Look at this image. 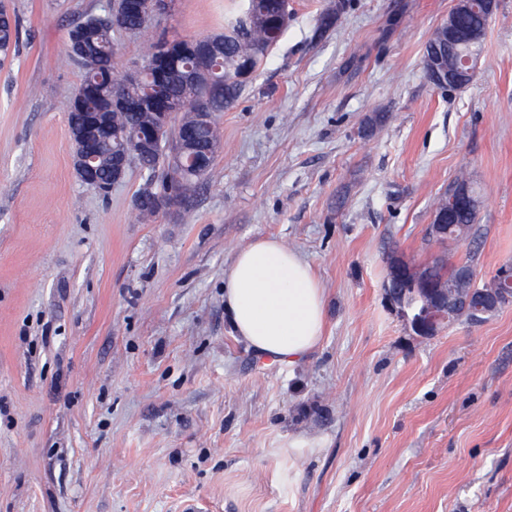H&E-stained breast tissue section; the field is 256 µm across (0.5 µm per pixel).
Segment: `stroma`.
Wrapping results in <instances>:
<instances>
[{
    "label": "stroma",
    "instance_id": "obj_1",
    "mask_svg": "<svg viewBox=\"0 0 512 512\" xmlns=\"http://www.w3.org/2000/svg\"><path fill=\"white\" fill-rule=\"evenodd\" d=\"M0 4L18 26L0 64V512H512V304L422 337L383 288L391 254H438L432 205L462 169L480 235L452 258L474 253L480 284L512 265V0L452 93L422 59L454 0H289L223 115L217 180L143 220L137 168L106 194L74 171L67 35L102 0ZM239 5L176 0L116 33L119 72L146 37L222 33ZM258 237L326 289L322 341L293 364L224 312V270Z\"/></svg>",
    "mask_w": 512,
    "mask_h": 512
}]
</instances>
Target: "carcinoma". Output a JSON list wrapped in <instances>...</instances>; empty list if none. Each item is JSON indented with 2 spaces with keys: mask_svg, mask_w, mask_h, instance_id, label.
I'll return each instance as SVG.
<instances>
[{
  "mask_svg": "<svg viewBox=\"0 0 512 512\" xmlns=\"http://www.w3.org/2000/svg\"><path fill=\"white\" fill-rule=\"evenodd\" d=\"M290 13L280 12L278 0H243L240 10L224 20V33L205 39L216 53L211 57L210 76L190 78L195 66L191 55L178 56L171 62L167 77L165 102L156 108L144 104L147 84L136 86L120 75L115 67L118 48L112 39L115 27L131 29L140 34L148 29L150 18L144 14L123 11L113 19L92 15L72 26L68 40L80 39L82 55L67 51L69 59L77 63L82 79L74 93H82L84 102L67 109L68 125L81 121L84 112H104L106 116L97 129L98 142L104 153L133 147L131 134L147 128L160 132L162 148L155 154L136 155L134 159L145 175V182H153L162 189H172L163 198L143 196L139 190L134 206L137 217H143V208H167L173 198L184 207L191 205L204 181L213 170L215 154L220 146L219 118L232 108L251 83L255 72L267 58L288 27ZM436 29L425 46L423 66H428L433 55L448 50ZM16 45V29L4 7H0V57L5 59ZM119 94L129 103L125 109L108 114L107 102ZM208 112L211 125L197 131L198 139L187 144L183 130L192 113ZM477 214L459 210L454 223L464 226L466 236H474ZM461 265L440 254L431 261L435 278L470 288L469 282H455Z\"/></svg>",
  "mask_w": 512,
  "mask_h": 512,
  "instance_id": "1",
  "label": "carcinoma"
}]
</instances>
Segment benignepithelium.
<instances>
[{
  "mask_svg": "<svg viewBox=\"0 0 512 512\" xmlns=\"http://www.w3.org/2000/svg\"><path fill=\"white\" fill-rule=\"evenodd\" d=\"M174 0H136L133 7L147 12L153 17L167 16L172 12ZM482 5L486 14L483 24H488L493 15V3L490 0H455L448 22L443 24V31L448 36V43L461 44L472 41L476 35L463 31L456 26V16L470 13ZM480 57L469 54H451L447 62H436L434 72L444 70L448 80H440L438 84L446 91H457L470 85L476 77ZM74 145V169L79 180L86 185H94L92 174L98 154L91 152L86 144L87 132L84 129H69ZM137 153L154 152L160 146L159 134L147 132L135 137ZM131 159L123 155L112 161V180L100 186L107 191L113 184L120 182L126 173ZM468 204L473 210L479 206L469 184H458L454 187L448 205L432 214L428 234L442 238L448 235V217L451 212L462 204ZM385 298L388 305L398 312L406 321L411 331L417 336H432L445 324L454 322L462 313L473 310L477 313L493 314L505 305L512 303V270L502 271L496 280V287L484 290L472 288L467 293L456 294V289L444 281L432 279L428 273L416 269L403 257L393 254L387 264L385 281Z\"/></svg>",
  "mask_w": 512,
  "mask_h": 512,
  "instance_id": "benign-epithelium-1",
  "label": "benign epithelium"
}]
</instances>
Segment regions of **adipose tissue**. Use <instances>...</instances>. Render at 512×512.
<instances>
[{
  "label": "adipose tissue",
  "instance_id": "ef3b65f1",
  "mask_svg": "<svg viewBox=\"0 0 512 512\" xmlns=\"http://www.w3.org/2000/svg\"><path fill=\"white\" fill-rule=\"evenodd\" d=\"M224 309L234 332L268 358L306 357L325 330V290L312 266L273 237L239 250L224 272Z\"/></svg>",
  "mask_w": 512,
  "mask_h": 512
}]
</instances>
